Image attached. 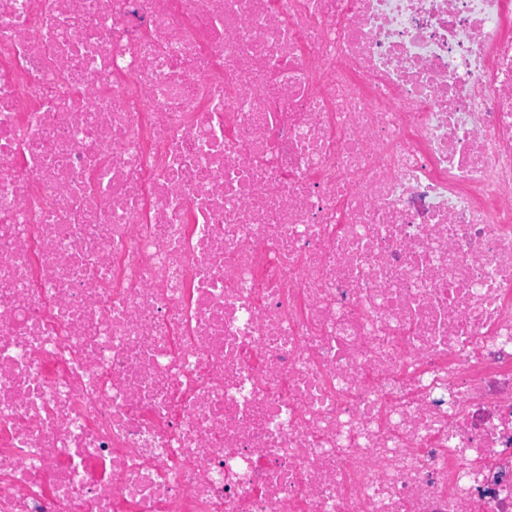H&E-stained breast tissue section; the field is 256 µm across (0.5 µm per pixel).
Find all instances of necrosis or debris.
Instances as JSON below:
<instances>
[{"label":"necrosis or debris","mask_w":512,"mask_h":512,"mask_svg":"<svg viewBox=\"0 0 512 512\" xmlns=\"http://www.w3.org/2000/svg\"><path fill=\"white\" fill-rule=\"evenodd\" d=\"M0 512H512V0H0Z\"/></svg>","instance_id":"necrosis-or-debris-1"}]
</instances>
